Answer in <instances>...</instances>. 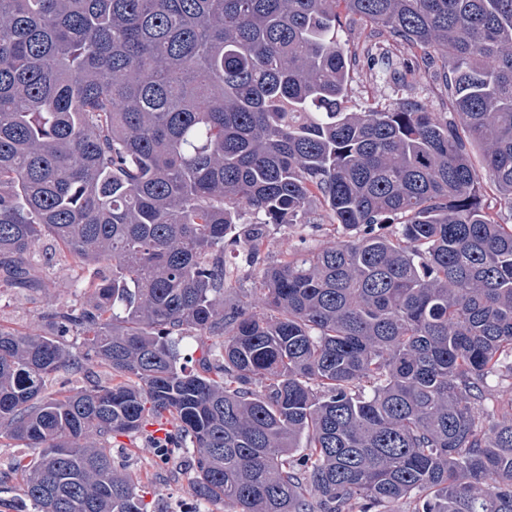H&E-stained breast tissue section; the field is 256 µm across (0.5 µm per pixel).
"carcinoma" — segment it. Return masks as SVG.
<instances>
[{
  "label": "carcinoma",
  "instance_id": "carcinoma-1",
  "mask_svg": "<svg viewBox=\"0 0 512 512\" xmlns=\"http://www.w3.org/2000/svg\"><path fill=\"white\" fill-rule=\"evenodd\" d=\"M341 6L441 55L456 119L346 111ZM486 180L512 209V0H0V286L62 287L44 239L96 268L43 332L0 330V439L38 450L0 487L148 512L110 444L164 420L154 455L224 512H512V416L487 424L512 224ZM314 204L334 240L267 262ZM244 268L261 287L233 297Z\"/></svg>",
  "mask_w": 512,
  "mask_h": 512
}]
</instances>
